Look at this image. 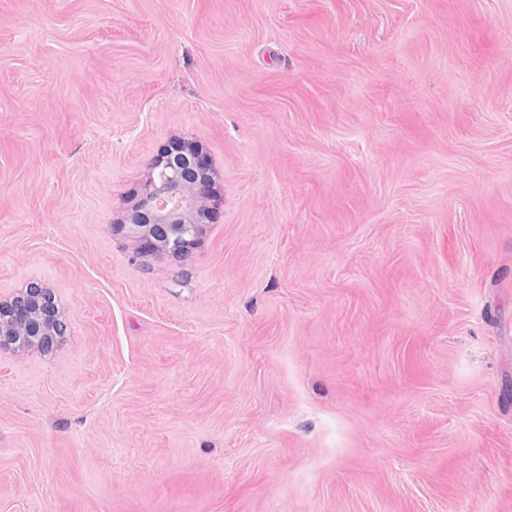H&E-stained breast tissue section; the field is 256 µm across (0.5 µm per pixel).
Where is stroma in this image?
Masks as SVG:
<instances>
[{
  "label": "stroma",
  "instance_id": "1",
  "mask_svg": "<svg viewBox=\"0 0 512 512\" xmlns=\"http://www.w3.org/2000/svg\"><path fill=\"white\" fill-rule=\"evenodd\" d=\"M200 144L184 264L112 232ZM0 512H512V0H0ZM70 334L64 308L53 289L30 280L0 296V353L15 349L50 352Z\"/></svg>",
  "mask_w": 512,
  "mask_h": 512
}]
</instances>
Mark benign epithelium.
<instances>
[{
  "label": "benign epithelium",
  "instance_id": "1",
  "mask_svg": "<svg viewBox=\"0 0 512 512\" xmlns=\"http://www.w3.org/2000/svg\"><path fill=\"white\" fill-rule=\"evenodd\" d=\"M197 145H181L146 163L144 187L112 225L140 259L172 258L184 262L202 237L215 203L213 178L202 176ZM70 335L64 308L53 289L30 280L0 297V353L15 349L50 352Z\"/></svg>",
  "mask_w": 512,
  "mask_h": 512
}]
</instances>
